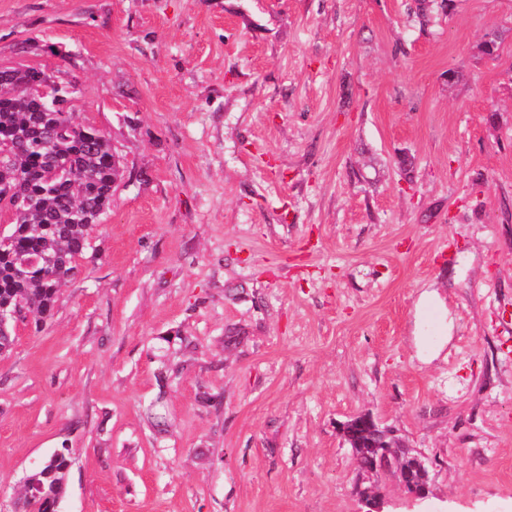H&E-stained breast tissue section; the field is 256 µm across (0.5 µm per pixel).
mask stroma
Returning <instances> with one entry per match:
<instances>
[{
	"mask_svg": "<svg viewBox=\"0 0 512 512\" xmlns=\"http://www.w3.org/2000/svg\"><path fill=\"white\" fill-rule=\"evenodd\" d=\"M1 64L126 173L0 357V502L67 448L58 512H365L368 414L431 476L383 512H512V0H0ZM341 429L343 435L354 437L359 444L365 443L366 439H371L374 435H378L382 439L390 436L388 430L379 428L374 420L367 415H359L350 419L342 425Z\"/></svg>",
	"mask_w": 512,
	"mask_h": 512,
	"instance_id": "stroma-1",
	"label": "stroma"
}]
</instances>
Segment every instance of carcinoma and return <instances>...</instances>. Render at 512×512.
<instances>
[{
	"instance_id": "carcinoma-1",
	"label": "carcinoma",
	"mask_w": 512,
	"mask_h": 512,
	"mask_svg": "<svg viewBox=\"0 0 512 512\" xmlns=\"http://www.w3.org/2000/svg\"><path fill=\"white\" fill-rule=\"evenodd\" d=\"M56 78L47 68L0 70V147L11 152L0 165V194L20 202L8 209L0 232V308L21 304L26 314L53 315L60 287L74 276L90 248L89 231L101 223L122 179L108 138L82 120L73 107V84H61L59 102H46L30 89ZM382 452L354 448L362 470ZM70 456L47 459L27 476L16 512H26L33 491L66 490Z\"/></svg>"
}]
</instances>
